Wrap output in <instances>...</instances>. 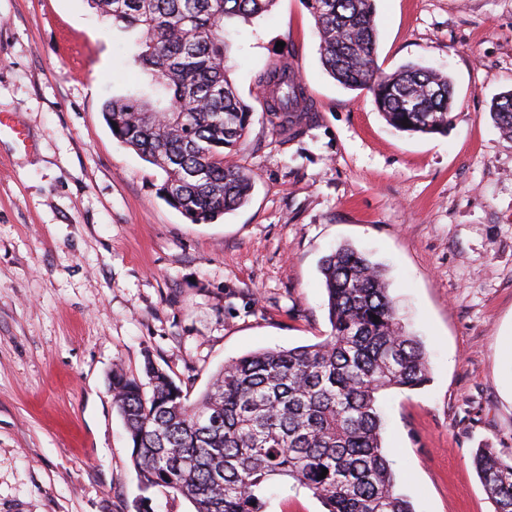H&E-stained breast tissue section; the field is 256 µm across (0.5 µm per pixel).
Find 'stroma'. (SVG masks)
<instances>
[{"label": "stroma", "instance_id": "stroma-1", "mask_svg": "<svg viewBox=\"0 0 512 512\" xmlns=\"http://www.w3.org/2000/svg\"><path fill=\"white\" fill-rule=\"evenodd\" d=\"M378 64L448 72L445 134L393 130L369 94L321 66L301 0L231 27L229 76L292 63L313 109L255 110L232 162L250 202L193 224L165 173L115 140L102 110L142 75L129 33L88 0H0V512H134L132 445L113 367L146 361L197 398L248 352L331 330L319 271L342 244L385 271L430 380L379 396L383 445L415 512H494L472 465L512 457V138L490 106L512 90V0H374ZM266 512H322L271 485Z\"/></svg>", "mask_w": 512, "mask_h": 512}]
</instances>
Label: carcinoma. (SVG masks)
Masks as SVG:
<instances>
[{
  "label": "carcinoma",
  "instance_id": "1",
  "mask_svg": "<svg viewBox=\"0 0 512 512\" xmlns=\"http://www.w3.org/2000/svg\"><path fill=\"white\" fill-rule=\"evenodd\" d=\"M141 39L133 63L150 76L103 106L118 142L166 173L164 201L193 224H208L248 202L254 179L228 160L254 108L229 77L226 23H247L276 0H90ZM320 36L324 71L350 91H369L399 132L442 133L455 97L448 73L377 63L373 0H302ZM263 110L309 112L294 72L273 66ZM512 137V91L491 108ZM407 125H402V122ZM321 274L331 332L323 341L247 353L222 367L194 402L162 368L147 383L112 371L113 402L132 442L140 490L168 489L194 512H265L272 480L306 489L325 512H414L382 446L378 395L429 381L421 342L402 324L380 267L341 245ZM473 462L495 512H512V459L487 445ZM328 469L320 478L322 469Z\"/></svg>",
  "mask_w": 512,
  "mask_h": 512
}]
</instances>
